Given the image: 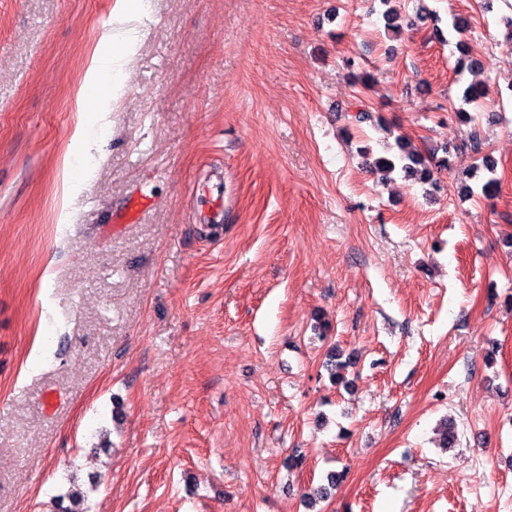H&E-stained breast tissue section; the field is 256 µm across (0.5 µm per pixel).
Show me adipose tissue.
I'll use <instances>...</instances> for the list:
<instances>
[{
    "label": "adipose tissue",
    "mask_w": 512,
    "mask_h": 512,
    "mask_svg": "<svg viewBox=\"0 0 512 512\" xmlns=\"http://www.w3.org/2000/svg\"><path fill=\"white\" fill-rule=\"evenodd\" d=\"M150 16V0H115L112 9L111 54H100L94 59L96 73L112 78L109 92L111 111H119L125 96L126 68L136 56L145 19Z\"/></svg>",
    "instance_id": "ef3b65f1"
}]
</instances>
